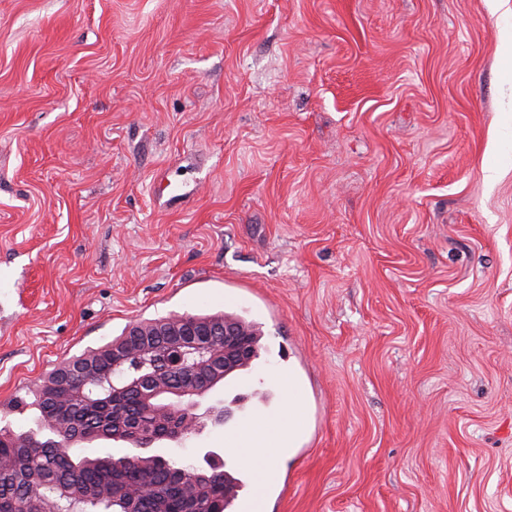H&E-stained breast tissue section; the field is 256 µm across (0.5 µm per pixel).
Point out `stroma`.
I'll list each match as a JSON object with an SVG mask.
<instances>
[{
	"label": "stroma",
	"instance_id": "1",
	"mask_svg": "<svg viewBox=\"0 0 512 512\" xmlns=\"http://www.w3.org/2000/svg\"><path fill=\"white\" fill-rule=\"evenodd\" d=\"M512 0H0V417L170 314L260 324L150 452L296 386L267 512H512ZM228 408L226 424L210 412Z\"/></svg>",
	"mask_w": 512,
	"mask_h": 512
}]
</instances>
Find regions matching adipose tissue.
I'll list each match as a JSON object with an SVG mask.
<instances>
[{
    "label": "adipose tissue",
    "mask_w": 512,
    "mask_h": 512,
    "mask_svg": "<svg viewBox=\"0 0 512 512\" xmlns=\"http://www.w3.org/2000/svg\"><path fill=\"white\" fill-rule=\"evenodd\" d=\"M306 432V410L297 394H289L284 413L278 421L260 420L252 423L246 432L248 447L259 448L263 457L253 458L252 463L260 474L271 471V457L293 447Z\"/></svg>",
    "instance_id": "ef3b65f1"
}]
</instances>
